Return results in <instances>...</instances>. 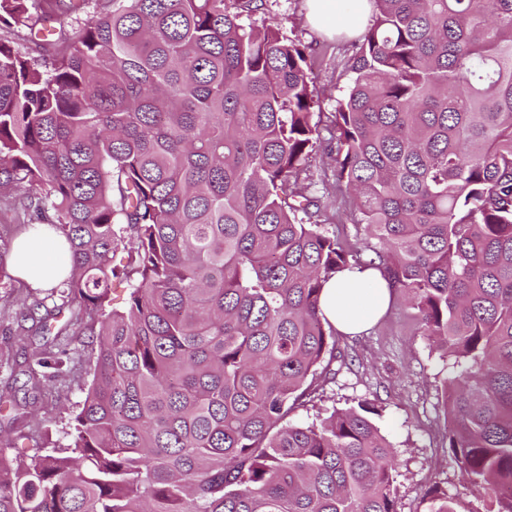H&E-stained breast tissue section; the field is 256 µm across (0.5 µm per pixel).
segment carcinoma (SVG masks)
Wrapping results in <instances>:
<instances>
[{
    "instance_id": "carcinoma-1",
    "label": "carcinoma",
    "mask_w": 512,
    "mask_h": 512,
    "mask_svg": "<svg viewBox=\"0 0 512 512\" xmlns=\"http://www.w3.org/2000/svg\"><path fill=\"white\" fill-rule=\"evenodd\" d=\"M261 3L106 0L51 56L0 40V194L70 245L54 308L101 318L69 443L0 449V512H397L370 402L287 422L327 380L320 296L353 265L410 295L455 369L448 452L512 512V0H371L330 149L365 258L298 218L315 88L303 45L243 22ZM33 7L0 0V28ZM57 335L36 367L82 355Z\"/></svg>"
}]
</instances>
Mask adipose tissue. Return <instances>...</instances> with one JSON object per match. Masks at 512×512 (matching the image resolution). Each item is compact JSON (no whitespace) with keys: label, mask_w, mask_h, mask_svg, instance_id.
<instances>
[{"label":"adipose tissue","mask_w":512,"mask_h":512,"mask_svg":"<svg viewBox=\"0 0 512 512\" xmlns=\"http://www.w3.org/2000/svg\"><path fill=\"white\" fill-rule=\"evenodd\" d=\"M309 19L316 27L333 32H357L372 13L369 0H308ZM66 247L46 224L30 226L17 241L12 264L21 279H35L39 286L57 284L69 272L62 257ZM390 288L373 268H348L325 284L320 297L323 315L346 335L367 331L387 310Z\"/></svg>","instance_id":"obj_1"}]
</instances>
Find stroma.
Masks as SVG:
<instances>
[{"label":"stroma","mask_w":512,"mask_h":512,"mask_svg":"<svg viewBox=\"0 0 512 512\" xmlns=\"http://www.w3.org/2000/svg\"><path fill=\"white\" fill-rule=\"evenodd\" d=\"M73 0H38L24 23L0 30L22 53L42 57L52 50L35 39L43 14L54 17L56 38L71 35L78 24L103 10V0H89L73 11ZM256 24H274L287 39L311 48V78L317 103L313 121L319 139L304 166L312 196L320 210L315 221L336 235L351 252L365 249L371 240L351 205L346 188L334 183V163L329 155L333 115L343 98L349 77L344 63L352 37L329 35L312 27L306 0H264L253 14ZM27 217L20 206L0 207V439L12 438L10 457L24 459L67 444V423L85 398L92 377L88 360L39 372L40 390H33L24 370L33 362L40 344L52 340L67 321L53 314L47 291L18 279L11 263L13 243ZM27 296L37 310L34 319L18 316L14 300ZM46 318L48 331L36 325ZM443 362L423 335L416 310L402 291L392 293L387 312L366 333L336 336V357L328 381L313 402L298 407L290 422L301 424L326 417L367 399L378 413L375 424L395 451L393 472L398 490L397 512H429V492L438 487L457 502L460 512H486L488 498L473 490L448 455V422L441 369Z\"/></svg>","instance_id":"35a3bbf8"}]
</instances>
